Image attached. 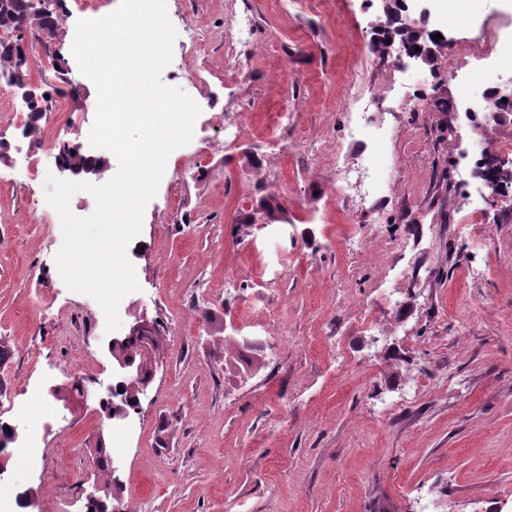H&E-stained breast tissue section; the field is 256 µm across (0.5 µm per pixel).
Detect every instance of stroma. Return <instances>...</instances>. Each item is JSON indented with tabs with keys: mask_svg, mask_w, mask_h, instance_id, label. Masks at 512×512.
Returning <instances> with one entry per match:
<instances>
[{
	"mask_svg": "<svg viewBox=\"0 0 512 512\" xmlns=\"http://www.w3.org/2000/svg\"><path fill=\"white\" fill-rule=\"evenodd\" d=\"M175 27L209 44L213 111L168 157L127 247L140 286L123 300L160 336L136 423L122 432L95 396L112 377L98 309L70 291L62 228L27 115L0 94V368L17 409L0 423L45 428L43 468L13 448L7 472L37 495L26 512H85L104 443L111 490L134 512H512V197L478 199L476 147L512 161V121L468 123L456 69L440 56L393 73L373 52L378 0H167ZM251 27L224 39V16ZM70 11L55 58L27 37L30 85L65 71L43 142H86L97 91L71 53ZM430 24L463 43L512 34V0H447ZM240 78L218 82L224 57ZM377 107L366 108L368 98ZM367 111L349 138L352 113ZM288 129L273 139L280 112ZM236 126L245 135L229 144ZM310 144L370 160L393 199L357 203ZM393 344L390 362L378 338ZM84 369L85 397L45 407L48 384Z\"/></svg>",
	"mask_w": 512,
	"mask_h": 512,
	"instance_id": "obj_1",
	"label": "stroma"
}]
</instances>
